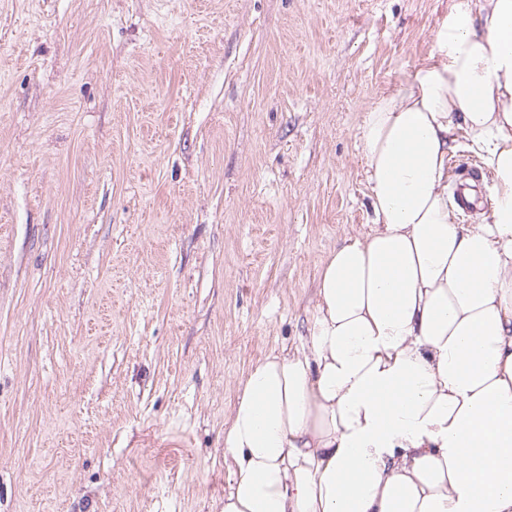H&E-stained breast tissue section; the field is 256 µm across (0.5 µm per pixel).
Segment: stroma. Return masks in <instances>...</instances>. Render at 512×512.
Segmentation results:
<instances>
[{"label":"stroma","instance_id":"obj_1","mask_svg":"<svg viewBox=\"0 0 512 512\" xmlns=\"http://www.w3.org/2000/svg\"><path fill=\"white\" fill-rule=\"evenodd\" d=\"M453 3L0 0V512H222L237 385Z\"/></svg>","mask_w":512,"mask_h":512}]
</instances>
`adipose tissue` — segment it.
Returning <instances> with one entry per match:
<instances>
[{
  "label": "adipose tissue",
  "mask_w": 512,
  "mask_h": 512,
  "mask_svg": "<svg viewBox=\"0 0 512 512\" xmlns=\"http://www.w3.org/2000/svg\"><path fill=\"white\" fill-rule=\"evenodd\" d=\"M461 132L495 174L477 224L448 207ZM359 138L372 224L239 381L224 512H512V0H455Z\"/></svg>",
  "instance_id": "1"
}]
</instances>
